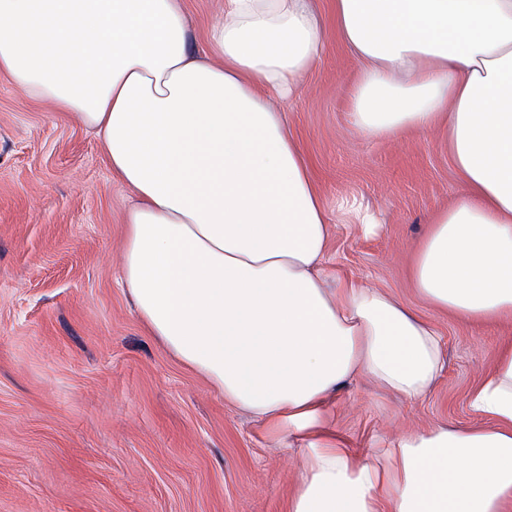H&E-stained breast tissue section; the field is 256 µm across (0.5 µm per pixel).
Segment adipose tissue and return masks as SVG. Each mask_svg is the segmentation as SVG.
Masks as SVG:
<instances>
[{"mask_svg":"<svg viewBox=\"0 0 512 512\" xmlns=\"http://www.w3.org/2000/svg\"><path fill=\"white\" fill-rule=\"evenodd\" d=\"M362 66L366 137L448 132L463 191L411 265L419 295L512 316V0H334ZM309 0H224L190 48L184 0H0V72L100 138L135 194L121 284L151 336L251 413L299 437L288 512H512V339L469 397L485 426L402 434L357 454L332 426L358 375L409 399L442 369L437 332L391 294L334 285L326 202L278 100L314 66Z\"/></svg>","mask_w":512,"mask_h":512,"instance_id":"ef3b65f1","label":"adipose tissue"}]
</instances>
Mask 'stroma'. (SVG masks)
<instances>
[{
  "label": "stroma",
  "instance_id": "stroma-1",
  "mask_svg": "<svg viewBox=\"0 0 512 512\" xmlns=\"http://www.w3.org/2000/svg\"><path fill=\"white\" fill-rule=\"evenodd\" d=\"M332 3L312 0L325 48L281 109L325 200L358 196L381 229L337 225L327 266L413 308L446 360L419 400L362 377L337 389L336 430L362 454L406 428L478 425L469 396L512 320L473 323L414 288L412 256L462 185L443 135L349 128L360 63ZM132 200L92 132L0 74V512H287L297 449L174 359L119 281Z\"/></svg>",
  "mask_w": 512,
  "mask_h": 512
}]
</instances>
